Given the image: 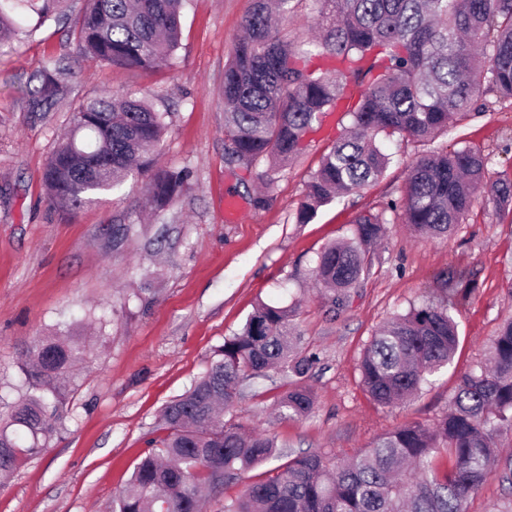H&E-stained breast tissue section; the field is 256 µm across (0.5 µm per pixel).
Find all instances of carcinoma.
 <instances>
[{
  "label": "carcinoma",
  "instance_id": "cac0c4a2",
  "mask_svg": "<svg viewBox=\"0 0 512 512\" xmlns=\"http://www.w3.org/2000/svg\"><path fill=\"white\" fill-rule=\"evenodd\" d=\"M68 0H0V53L13 51ZM183 0H87L70 29L85 58L96 63L153 68L174 63ZM290 0H253L244 34L224 65V161L268 190L279 167L296 159L308 134L328 112H344L348 127L322 157L308 183L298 222L318 208L378 180L390 164L376 137L428 141L457 127L484 92L512 98V0H315L318 33L307 42L279 37L275 13ZM365 85L358 97L350 85ZM64 71L38 76L30 105L65 99ZM71 134L57 141L42 180L49 200L73 213L128 176L154 166L168 123L148 101L104 96L70 109ZM485 158L469 147L412 163L401 202L386 210L443 239L460 224L485 181ZM191 178L165 170L150 184L162 211ZM488 201L512 208V180L499 178ZM384 213L361 214L351 237L326 246L314 270L331 308L350 302V290L370 271L387 235ZM459 272L439 280L440 304L413 306L372 337L361 357L363 386L379 405L416 395L457 350V324L448 299L467 292ZM293 309L259 304L242 329L224 339L209 368L162 411L166 436L135 466L112 512H202V493L274 458L275 440L224 422L244 380L270 370L304 376L315 356L303 351ZM85 346L68 329L38 337L22 354L23 387L12 401L0 395V474L53 437L72 368ZM313 392L295 386L280 412L300 418ZM512 433V319L499 327L486 362L463 373L448 411L431 426L414 423L379 438L342 465L304 453L271 470L224 512H468L469 500L496 473L512 483V459L500 440Z\"/></svg>",
  "mask_w": 512,
  "mask_h": 512
}]
</instances>
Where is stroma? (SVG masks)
Segmentation results:
<instances>
[{
  "instance_id": "stroma-1",
  "label": "stroma",
  "mask_w": 512,
  "mask_h": 512,
  "mask_svg": "<svg viewBox=\"0 0 512 512\" xmlns=\"http://www.w3.org/2000/svg\"><path fill=\"white\" fill-rule=\"evenodd\" d=\"M252 0H184L176 63L153 71L85 60L68 37L85 0L0 55V394L12 396L22 351L59 320L79 321L86 354L71 381L52 440L0 479V512H112V501L148 450L163 406L210 365L226 336L259 303L295 305L300 346L318 363L301 383L315 407L279 416L292 378L273 370L247 380L231 416L267 431L284 454L317 451L341 463L397 427L430 424L448 409L457 377L480 362L501 323L512 318V211L477 200L444 239L391 221L368 275L340 316L314 285L322 249L346 239L356 217L399 199L408 166L466 145L487 159L488 180L512 178V99L490 93L458 132L428 143H385V174L297 221L307 183L328 146L349 124L327 117L296 161L282 168L270 204L224 162V65ZM69 70L67 104L31 111L29 80L48 61ZM103 93L144 97L169 113L158 165L189 169L184 189L161 213L148 204L149 174L70 214L54 207L42 182L45 160L68 130L70 106ZM133 225L127 242L113 241ZM465 272L475 288L450 313L459 347L448 368L409 402L375 404L359 371L372 336L411 305L441 300L437 277Z\"/></svg>"
}]
</instances>
